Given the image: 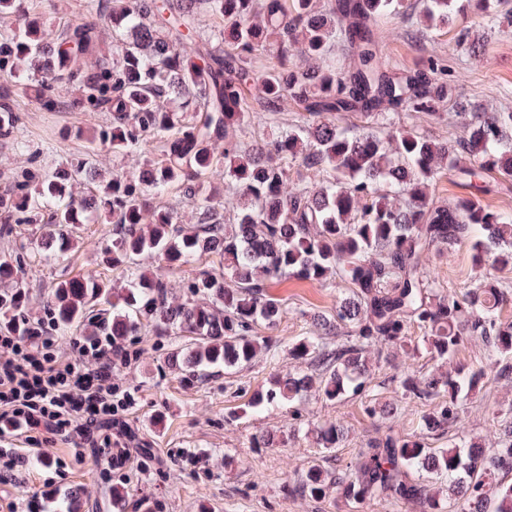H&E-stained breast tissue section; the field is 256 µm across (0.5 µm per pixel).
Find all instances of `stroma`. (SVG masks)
Wrapping results in <instances>:
<instances>
[{"label":"stroma","instance_id":"obj_1","mask_svg":"<svg viewBox=\"0 0 512 512\" xmlns=\"http://www.w3.org/2000/svg\"><path fill=\"white\" fill-rule=\"evenodd\" d=\"M464 27L470 31V40L480 46L481 57L472 56L459 44L458 33ZM378 28L382 53L398 71L413 70L426 58L437 56L444 60L453 80L452 101L439 115L394 112L390 115L393 124L414 126L432 139L450 142L462 133L454 116L458 103H471L489 112L512 111V17L491 28L474 11L455 24L427 31L417 28L412 17L391 15L381 18ZM20 111L22 135L30 145L44 146L42 163L48 168L85 151V141L62 138L63 129L75 125L90 131L104 121L97 113L46 112L25 99ZM304 118V112L287 101L274 116L251 113L238 138L249 146L266 137L271 128L288 130L302 124ZM100 237V225H84L79 244L67 257L27 269L24 315L43 314L55 282L100 270L95 248ZM471 254V243L466 240L449 249L429 251L422 263L433 272L440 292L459 297L476 283ZM344 290L341 283L322 285L295 277L273 284L270 292L281 300L285 313L275 327L260 324L255 331L272 337L274 349L250 364L229 373H213L191 386L183 384L167 364L169 353L184 345V338L140 337L139 361L116 372L117 382L135 397L133 408L122 417L135 434L128 443L130 479L122 501L113 500L111 488L101 486L93 454L74 461L69 444L59 438L49 439L41 450L49 457L66 458V470L30 462L22 471L21 484L0 485V497L15 500L18 512H25L32 489L43 498L47 512H60L59 504L67 498L73 499L77 512H128L133 503L144 499L161 501L163 512H421L416 505L394 506L379 500L352 509L336 492L313 501L288 496L283 486L288 477L313 460L329 470L349 465L369 439L385 433L418 439L417 422L432 407L403 396L395 378L407 367L424 374L436 371V363L425 352L418 351L409 359L393 350L388 358H371L363 395L337 403L323 400L315 391L303 395L300 408L306 423L314 426L332 420L346 429L344 447L334 451L320 452L304 432L292 430L287 406L237 420L232 417L252 390L294 369L290 347L312 335L314 316L332 313ZM371 401L394 408L395 417L369 419L363 406ZM510 410L512 384L486 377L465 404L463 423L468 438L479 443L485 453H493L502 440L494 417ZM260 432L282 434L287 441L273 448L251 447L252 435ZM146 448L151 451L147 457L142 454ZM182 448L204 451L200 473H193L177 459L176 452Z\"/></svg>","mask_w":512,"mask_h":512}]
</instances>
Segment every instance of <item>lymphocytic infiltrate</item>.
<instances>
[{
  "label": "lymphocytic infiltrate",
  "mask_w": 512,
  "mask_h": 512,
  "mask_svg": "<svg viewBox=\"0 0 512 512\" xmlns=\"http://www.w3.org/2000/svg\"><path fill=\"white\" fill-rule=\"evenodd\" d=\"M140 354L136 345L118 346L108 336H74L61 349L47 320L27 334L0 329V484H19L30 457L47 468L66 467L64 458H42L50 435L67 440L75 460L93 450L101 483L127 479L128 450L112 422L134 399L114 371L134 365ZM19 440L30 457L19 454Z\"/></svg>",
  "instance_id": "f902f5d3"
}]
</instances>
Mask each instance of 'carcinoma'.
<instances>
[{"label":"carcinoma","instance_id":"1","mask_svg":"<svg viewBox=\"0 0 512 512\" xmlns=\"http://www.w3.org/2000/svg\"><path fill=\"white\" fill-rule=\"evenodd\" d=\"M471 0H427L420 14L432 29L457 20ZM79 22H52L27 10L24 0H0V20L17 27L0 34V140L13 142L25 164L0 190V328L26 327L21 314L24 274L41 250L17 246L23 225L63 254L95 215L108 226L99 241L103 272L56 283L44 315L61 330L108 333L117 345L145 328L156 336H186L168 356L186 385L250 363L273 348L255 326L277 324L284 308L269 294L290 275L349 285L329 315L314 318L317 334L290 351L307 369L273 377L255 389L233 417L274 403L292 405L317 390L329 402L365 391L369 355L395 348L411 353L409 326L424 329L430 360L453 364L471 341L485 347L500 379L512 380V324L498 309L508 293L491 270L512 268V216L484 206L483 175L512 178V112L460 108L463 135L452 143L414 128L384 123L352 133L342 116L370 118L389 112L436 115L448 69L430 56L399 77L382 61L377 20L412 9L408 0H265L260 18L253 0H84ZM222 19L213 37L201 34V15ZM340 37L356 53L342 69L329 59ZM273 55L279 66L257 76L254 61ZM46 112H98L105 122L87 135L79 127L61 136L86 140L88 154L107 149L115 158L161 145L134 173L97 178L89 157L45 170L40 151L19 140L18 99ZM290 99L308 113L293 129L273 130L242 147L237 132L258 105L277 112ZM328 172L322 184L288 189V164ZM476 181L475 193L453 206L436 204L429 188L443 165ZM224 171L233 192L211 184ZM90 185L78 195L76 184ZM193 203L191 222L154 200L172 187ZM234 214L233 227L224 222ZM472 242L481 278L462 297L435 288L422 267L430 250ZM207 256L211 265L171 292L166 271ZM156 263L147 270L146 260ZM118 272L121 284L109 273ZM350 330L332 344L326 336ZM486 377L483 369L454 364L446 374L405 370L402 394L437 401L419 421L421 441L387 433L366 443L357 461L336 472L311 461L285 485L290 495L318 500L329 487L348 504L374 500L420 504L424 512H512V417L499 419L511 437L487 455L463 431L464 402ZM448 435V447L425 439ZM344 428L333 422L313 430V445L343 447ZM448 481V506L425 479Z\"/></svg>","mask_w":512,"mask_h":512}]
</instances>
